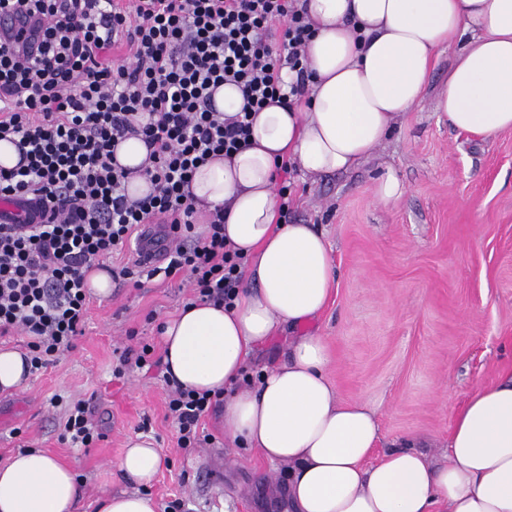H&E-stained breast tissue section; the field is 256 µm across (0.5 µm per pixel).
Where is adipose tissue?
<instances>
[{
	"mask_svg": "<svg viewBox=\"0 0 512 512\" xmlns=\"http://www.w3.org/2000/svg\"><path fill=\"white\" fill-rule=\"evenodd\" d=\"M302 3L315 29L308 95L253 114L249 147L212 158L190 185L197 210H223L248 284L233 306L198 301L165 322L164 361L183 388L225 391V437L287 466L289 512H512V372L455 412L440 466L407 448L369 464L377 414L339 396L323 337H298L257 386L242 384L250 351L317 319L336 278L323 233L281 223L277 161L313 177L355 169L418 104L454 39L436 111L476 137L512 130V0ZM162 461L155 442L128 438L116 468L139 488L110 494L102 512H159L141 488ZM81 497L72 467L41 450L0 462V512H79Z\"/></svg>",
	"mask_w": 512,
	"mask_h": 512,
	"instance_id": "ef3b65f1",
	"label": "adipose tissue"
}]
</instances>
